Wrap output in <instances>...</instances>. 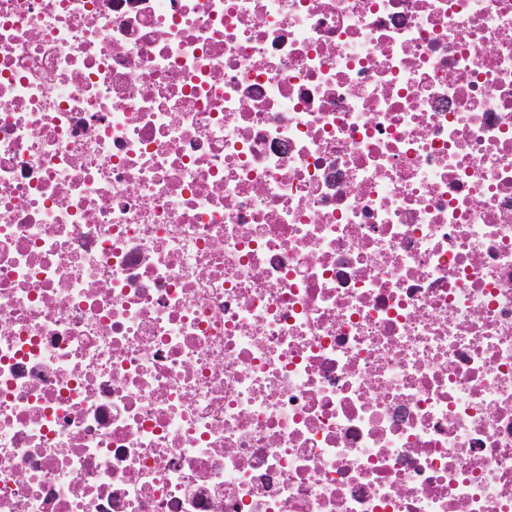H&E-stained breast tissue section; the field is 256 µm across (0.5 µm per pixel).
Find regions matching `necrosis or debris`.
<instances>
[{
  "label": "necrosis or debris",
  "instance_id": "4bbe7bcc",
  "mask_svg": "<svg viewBox=\"0 0 512 512\" xmlns=\"http://www.w3.org/2000/svg\"><path fill=\"white\" fill-rule=\"evenodd\" d=\"M0 512H512V0H0Z\"/></svg>",
  "mask_w": 512,
  "mask_h": 512
}]
</instances>
